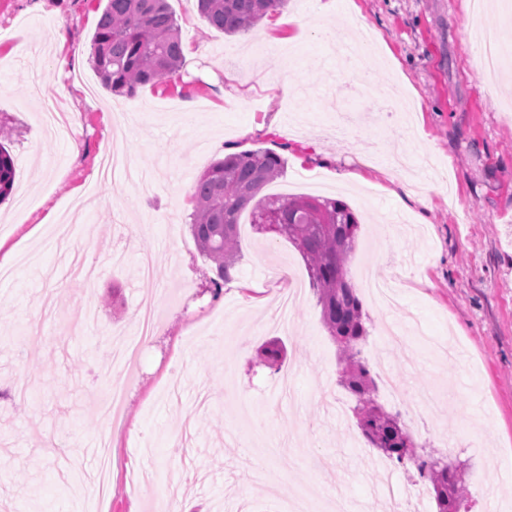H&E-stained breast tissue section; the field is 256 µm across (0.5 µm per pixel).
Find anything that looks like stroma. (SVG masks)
I'll return each mask as SVG.
<instances>
[{
	"instance_id": "1",
	"label": "stroma",
	"mask_w": 512,
	"mask_h": 512,
	"mask_svg": "<svg viewBox=\"0 0 512 512\" xmlns=\"http://www.w3.org/2000/svg\"><path fill=\"white\" fill-rule=\"evenodd\" d=\"M192 47L181 75L134 96L104 89L91 63L103 0H0V142L15 158L0 203V512H281L310 486L325 506L381 512L383 479L410 467H364L367 442L344 395L338 347L305 262L242 215L232 279L213 298V264L189 230L195 181L227 153L270 149L285 161L267 191L306 195L307 174L360 223L350 275L399 276L389 313L364 296L371 371L392 370L405 397L423 395L441 452L456 436L467 512H512V91L483 70L473 23L512 40V0H343L367 19V68L322 37L319 0H288L307 28L296 42L268 19L248 32L211 29L197 0H168ZM289 81V92L279 84ZM55 102L71 123L57 138L40 120ZM122 143L149 175L141 192L123 170L102 178V153ZM29 218L11 223L21 198ZM165 255L150 277L139 257ZM159 300L160 327L125 368L108 339L135 329V310ZM410 341H386V326ZM246 332L250 353L226 341ZM282 340L289 374L258 362ZM125 388L114 423L96 408L108 378ZM487 420L490 434L461 432ZM110 429L112 478L93 487L86 454ZM52 453H42L43 444ZM483 492H476L475 481Z\"/></svg>"
}]
</instances>
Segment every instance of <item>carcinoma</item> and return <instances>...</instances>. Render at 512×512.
I'll use <instances>...</instances> for the list:
<instances>
[{
    "label": "carcinoma",
    "mask_w": 512,
    "mask_h": 512,
    "mask_svg": "<svg viewBox=\"0 0 512 512\" xmlns=\"http://www.w3.org/2000/svg\"><path fill=\"white\" fill-rule=\"evenodd\" d=\"M207 25L226 34L245 32L287 0H197ZM103 87L133 96L146 84L169 81L183 66L176 18L167 0H106L92 38L90 59ZM283 159L268 149L233 153L215 162L194 191L191 235L214 265L213 296L232 278L239 253V218L250 210L257 231L284 238L301 254L323 322L339 349L340 383L355 400L358 426L372 447L401 465H414L433 488L437 512H461L457 459L424 456L402 424L373 398L375 381L361 357L366 314L347 277L359 221L339 199L261 195L282 175ZM15 160L0 145V203L13 192Z\"/></svg>",
    "instance_id": "1"
}]
</instances>
